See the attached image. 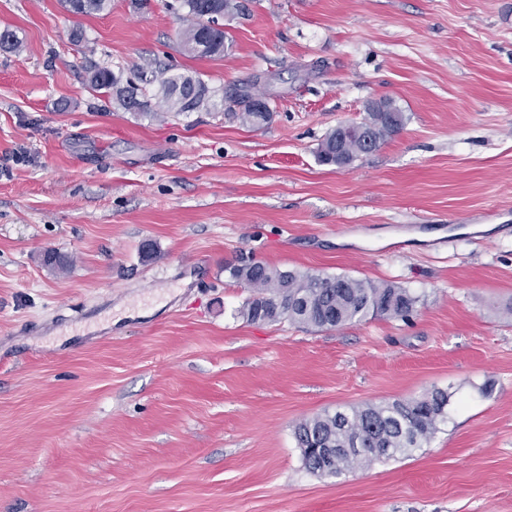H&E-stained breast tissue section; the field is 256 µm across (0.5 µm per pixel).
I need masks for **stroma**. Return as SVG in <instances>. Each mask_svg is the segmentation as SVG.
<instances>
[{
	"label": "stroma",
	"mask_w": 512,
	"mask_h": 512,
	"mask_svg": "<svg viewBox=\"0 0 512 512\" xmlns=\"http://www.w3.org/2000/svg\"><path fill=\"white\" fill-rule=\"evenodd\" d=\"M168 2L0 0L22 41L0 51V512H512V0H240L220 58L184 51ZM155 63L253 83L272 119L217 94L159 121L87 87ZM380 98L404 128L319 165ZM241 256L418 303L252 324ZM435 388L448 421L410 456L304 467V418Z\"/></svg>",
	"instance_id": "35a3bbf8"
}]
</instances>
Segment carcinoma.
Returning a JSON list of instances; mask_svg holds the SVG:
<instances>
[{
    "instance_id": "obj_1",
    "label": "carcinoma",
    "mask_w": 512,
    "mask_h": 512,
    "mask_svg": "<svg viewBox=\"0 0 512 512\" xmlns=\"http://www.w3.org/2000/svg\"><path fill=\"white\" fill-rule=\"evenodd\" d=\"M176 10L189 20L181 32L184 50L199 57H221L227 33L216 20L238 9L237 0H177ZM68 11L99 14L111 7V0H65ZM22 43L16 33L0 30V49L18 52ZM88 87L99 94L113 93L127 110L161 118L175 112L208 109L213 90L200 78L168 74V69L140 67L120 85V78L107 67L93 69ZM385 111L368 110L352 131L331 130L320 142L316 156L322 165L338 162L348 166L367 151L378 149L405 124V115L391 99ZM228 110L244 125L262 127L271 120L266 98L245 85L229 98ZM42 263L64 270L68 257L54 249L41 255ZM234 281L253 289L241 314L252 323H273L281 319L302 327L329 330L359 323L367 317L406 320L415 311L418 298L407 289L344 275L281 270L263 262L242 261L225 267ZM450 396L434 389L420 397L394 399L349 409L325 410L300 421L294 438L305 468L316 475L325 467L335 476L358 466L369 468L377 462L408 455L439 430L448 419Z\"/></svg>"
}]
</instances>
